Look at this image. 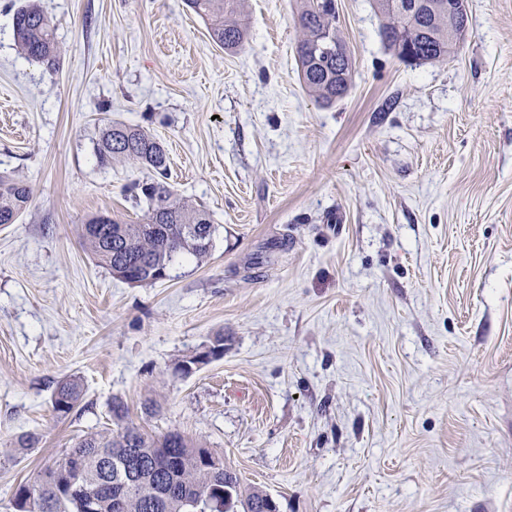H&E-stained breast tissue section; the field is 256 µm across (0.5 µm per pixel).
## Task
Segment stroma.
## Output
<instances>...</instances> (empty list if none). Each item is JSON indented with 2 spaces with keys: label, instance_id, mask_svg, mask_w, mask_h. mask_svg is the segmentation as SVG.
Segmentation results:
<instances>
[{
  "label": "stroma",
  "instance_id": "1",
  "mask_svg": "<svg viewBox=\"0 0 512 512\" xmlns=\"http://www.w3.org/2000/svg\"><path fill=\"white\" fill-rule=\"evenodd\" d=\"M38 3L53 69L0 0V172L31 190L0 224V512L116 402L279 512H512V0H466L454 56L422 65L373 0H337L353 71L329 105L300 78L296 0H246L234 53L184 0ZM113 120L165 145L216 227L152 285L82 239L146 209L128 191L146 170L97 160ZM218 335L223 357L182 375ZM69 377L84 396L60 418ZM14 38L26 58L49 67L56 65L58 48L55 29L44 12L35 4V0H26L17 9L14 18ZM82 385L79 379L70 378L57 386L53 395V408L60 416L69 415L82 401Z\"/></svg>",
  "mask_w": 512,
  "mask_h": 512
}]
</instances>
